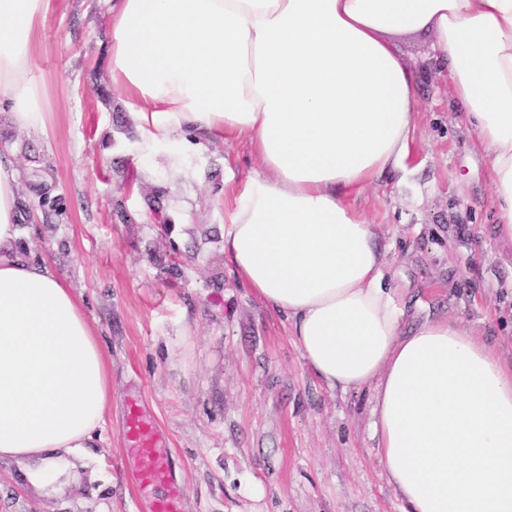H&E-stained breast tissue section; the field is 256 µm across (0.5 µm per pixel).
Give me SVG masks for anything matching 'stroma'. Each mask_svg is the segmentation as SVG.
I'll return each mask as SVG.
<instances>
[{
    "instance_id": "obj_1",
    "label": "stroma",
    "mask_w": 512,
    "mask_h": 512,
    "mask_svg": "<svg viewBox=\"0 0 512 512\" xmlns=\"http://www.w3.org/2000/svg\"><path fill=\"white\" fill-rule=\"evenodd\" d=\"M108 0H54L37 34L32 74L46 88L47 130L0 112V148L26 170L39 151L69 201L28 247L81 294L111 359L112 421L74 489L28 485L0 464V512H145L124 450L125 396L167 435L185 488L183 512H401L372 451L369 396L330 391L305 366L287 323L237 279L219 238L224 180L259 163L248 144L148 150L106 62ZM417 70L419 122L406 169L387 171L353 204L377 230L385 273L407 324L448 317L512 357V249L494 232L485 157L463 107L431 66L430 31L394 37ZM150 166V178L138 169ZM172 228L149 209L156 187ZM128 220H121L117 205ZM196 250L180 279L172 244Z\"/></svg>"
}]
</instances>
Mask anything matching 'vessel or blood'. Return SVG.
Here are the masks:
<instances>
[{
    "label": "vessel or blood",
    "mask_w": 512,
    "mask_h": 512,
    "mask_svg": "<svg viewBox=\"0 0 512 512\" xmlns=\"http://www.w3.org/2000/svg\"><path fill=\"white\" fill-rule=\"evenodd\" d=\"M125 407L124 445L142 460L135 481L140 492L148 496L149 512H182L184 487L175 478L173 457L162 429L142 411L137 397H127Z\"/></svg>",
    "instance_id": "obj_1"
}]
</instances>
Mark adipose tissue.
I'll use <instances>...</instances> for the list:
<instances>
[{"instance_id": "1", "label": "adipose tissue", "mask_w": 512, "mask_h": 512, "mask_svg": "<svg viewBox=\"0 0 512 512\" xmlns=\"http://www.w3.org/2000/svg\"><path fill=\"white\" fill-rule=\"evenodd\" d=\"M107 65L145 141L242 140L260 161L224 253L330 390L370 396V438L402 512H512V360L445 318L404 330L372 224L349 198L405 165L416 71L394 34L430 30L475 129L512 242V0H110ZM52 0H0V106L50 122L31 75ZM0 152V462L67 481L112 408L110 358L80 295L21 240Z\"/></svg>"}]
</instances>
